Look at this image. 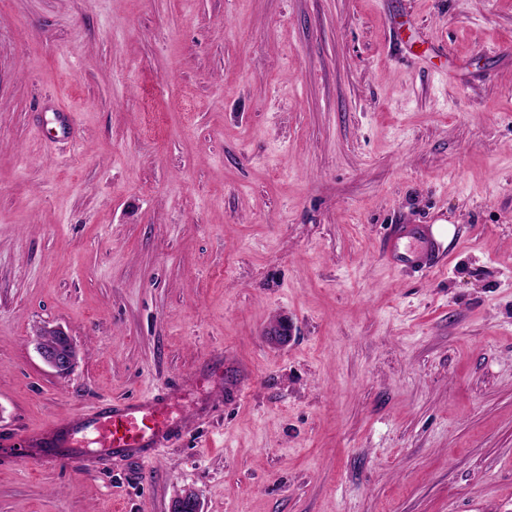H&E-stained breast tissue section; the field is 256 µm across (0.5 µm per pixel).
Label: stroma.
I'll use <instances>...</instances> for the list:
<instances>
[{"label": "stroma", "instance_id": "35a3bbf8", "mask_svg": "<svg viewBox=\"0 0 512 512\" xmlns=\"http://www.w3.org/2000/svg\"><path fill=\"white\" fill-rule=\"evenodd\" d=\"M441 223L447 268L382 257ZM154 387L156 461L23 464ZM185 491L512 512V0H0V512ZM40 336H46L44 338L47 340L54 336L48 345L38 342L37 349L42 360L58 373L72 370L77 362L78 352L70 336L61 329L41 333Z\"/></svg>", "mask_w": 512, "mask_h": 512}]
</instances>
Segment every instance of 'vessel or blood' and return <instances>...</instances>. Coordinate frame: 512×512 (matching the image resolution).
Segmentation results:
<instances>
[{"label": "vessel or blood", "mask_w": 512, "mask_h": 512, "mask_svg": "<svg viewBox=\"0 0 512 512\" xmlns=\"http://www.w3.org/2000/svg\"><path fill=\"white\" fill-rule=\"evenodd\" d=\"M384 252L395 261L420 264L430 270L444 268L448 260L436 231L425 224L398 227L385 241ZM176 396L174 389L159 388L130 400L103 401L33 431L29 439L40 448L38 463L46 466L61 459L82 461L91 443L109 449L116 457L153 459L184 430L180 420L162 417Z\"/></svg>", "instance_id": "1"}]
</instances>
